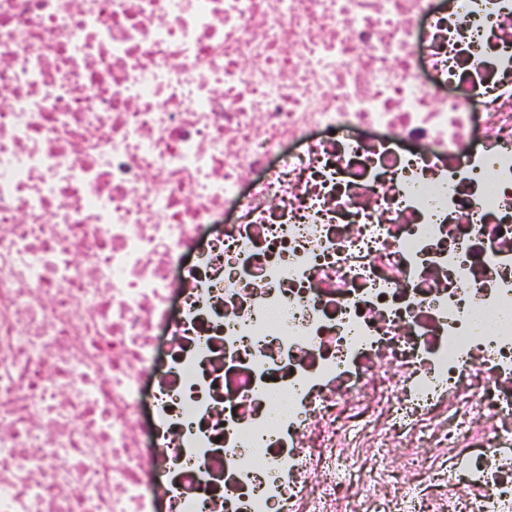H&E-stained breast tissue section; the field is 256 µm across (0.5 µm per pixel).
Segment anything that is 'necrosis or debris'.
<instances>
[{"instance_id":"obj_1","label":"necrosis or debris","mask_w":512,"mask_h":512,"mask_svg":"<svg viewBox=\"0 0 512 512\" xmlns=\"http://www.w3.org/2000/svg\"><path fill=\"white\" fill-rule=\"evenodd\" d=\"M0 512H512V0H0Z\"/></svg>"}]
</instances>
